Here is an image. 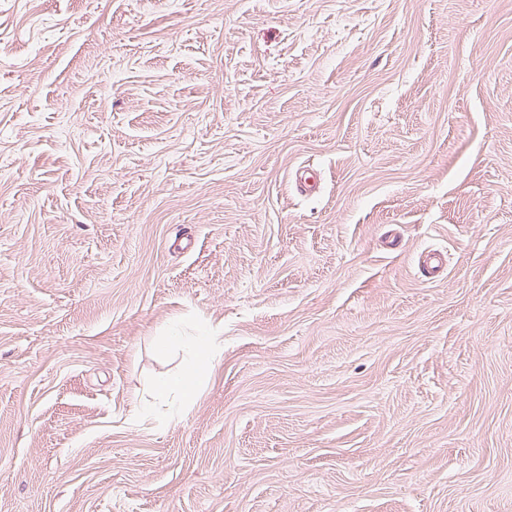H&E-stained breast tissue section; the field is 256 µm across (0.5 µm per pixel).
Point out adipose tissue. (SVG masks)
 Masks as SVG:
<instances>
[{
    "label": "adipose tissue",
    "instance_id": "obj_1",
    "mask_svg": "<svg viewBox=\"0 0 512 512\" xmlns=\"http://www.w3.org/2000/svg\"><path fill=\"white\" fill-rule=\"evenodd\" d=\"M179 342L186 366L156 386L153 401L140 408L142 418L153 420L160 416L169 422L184 418L200 385L210 376L215 359L224 349V329L205 325L191 335L180 337Z\"/></svg>",
    "mask_w": 512,
    "mask_h": 512
}]
</instances>
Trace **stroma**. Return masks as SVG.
I'll return each mask as SVG.
<instances>
[{
    "label": "stroma",
    "mask_w": 512,
    "mask_h": 512,
    "mask_svg": "<svg viewBox=\"0 0 512 512\" xmlns=\"http://www.w3.org/2000/svg\"><path fill=\"white\" fill-rule=\"evenodd\" d=\"M0 512H512V0H0ZM224 326L205 325L190 336L161 337L158 344L167 348L169 340L181 344L186 367L163 379L155 388L152 402L140 407L144 419L155 420L158 414L166 421H180L189 411L200 385L208 379L214 361L224 350Z\"/></svg>",
    "instance_id": "obj_1"
}]
</instances>
